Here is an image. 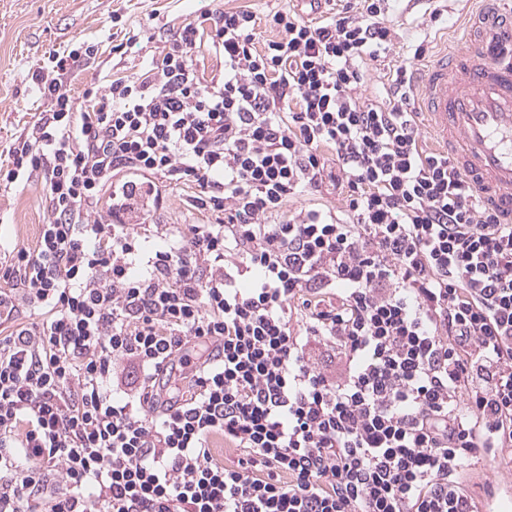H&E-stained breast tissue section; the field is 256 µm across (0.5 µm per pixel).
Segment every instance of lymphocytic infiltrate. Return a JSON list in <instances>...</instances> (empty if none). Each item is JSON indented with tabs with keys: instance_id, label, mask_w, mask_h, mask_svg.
<instances>
[{
	"instance_id": "f902f5d3",
	"label": "lymphocytic infiltrate",
	"mask_w": 512,
	"mask_h": 512,
	"mask_svg": "<svg viewBox=\"0 0 512 512\" xmlns=\"http://www.w3.org/2000/svg\"><path fill=\"white\" fill-rule=\"evenodd\" d=\"M391 2L200 12L87 106L66 82L93 47L33 74L47 108L0 184L40 177L49 216L0 272V512H482L501 490L512 224L420 147L410 59L371 86ZM163 182L210 223H150ZM332 189L341 210L292 206Z\"/></svg>"
}]
</instances>
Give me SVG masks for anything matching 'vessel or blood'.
I'll list each match as a JSON object with an SVG mask.
<instances>
[{"mask_svg": "<svg viewBox=\"0 0 512 512\" xmlns=\"http://www.w3.org/2000/svg\"><path fill=\"white\" fill-rule=\"evenodd\" d=\"M450 47L415 67L412 91L458 171L512 223V0H484Z\"/></svg>", "mask_w": 512, "mask_h": 512, "instance_id": "vessel-or-blood-1", "label": "vessel or blood"}]
</instances>
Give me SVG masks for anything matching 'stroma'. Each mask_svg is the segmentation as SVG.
<instances>
[{
  "label": "stroma",
  "instance_id": "stroma-1",
  "mask_svg": "<svg viewBox=\"0 0 512 512\" xmlns=\"http://www.w3.org/2000/svg\"><path fill=\"white\" fill-rule=\"evenodd\" d=\"M285 0H0V160L41 112L31 76L54 70L53 54L85 43L97 53L75 70L67 88L75 98L97 89L111 70L133 76L156 52L162 31L195 18L199 7L213 15L241 6L265 16ZM467 0H395L390 17L392 61L416 46L433 56L468 9ZM153 220L158 224H204L186 186H164ZM47 218L38 182L0 188V264L10 265L18 248L33 247Z\"/></svg>",
  "mask_w": 512,
  "mask_h": 512
}]
</instances>
